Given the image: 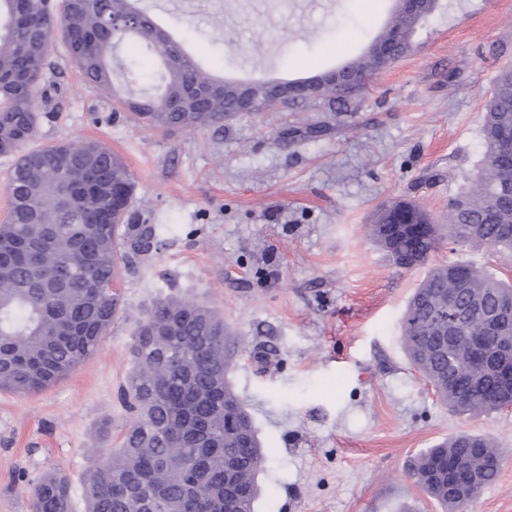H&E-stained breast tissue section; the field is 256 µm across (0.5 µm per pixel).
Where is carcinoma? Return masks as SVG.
<instances>
[{"instance_id": "cac0c4a2", "label": "carcinoma", "mask_w": 512, "mask_h": 512, "mask_svg": "<svg viewBox=\"0 0 512 512\" xmlns=\"http://www.w3.org/2000/svg\"><path fill=\"white\" fill-rule=\"evenodd\" d=\"M137 0H0V156H14L10 212L0 224V389L39 392L62 379L101 345L119 297L112 291L121 263L160 246L147 224H129L136 184L123 159L101 142L22 148L37 132V92L51 69L50 49L61 36L70 62L83 77L112 90V55L128 39L153 52L165 67L161 93L124 105L134 120L163 131L220 128L238 114L296 103L270 97L267 81L240 83L217 78L195 64L165 30L112 33L105 21L146 12ZM439 0H420L416 11L398 10L360 57L346 67L366 77L403 56L417 24ZM224 84V93L199 98L193 90ZM362 92L328 80L306 102L346 112ZM512 133V64L498 70L485 104V152L466 191L448 202L445 225L404 199L383 204L369 235L384 251L402 253L413 267L426 262L442 229L456 245H485L512 252V154L502 143ZM75 187L79 204L56 201L62 181ZM424 228L391 243L380 224L398 219ZM483 304L469 306L470 289ZM465 307V336H479L485 318L512 284L482 269L450 262L433 267L415 290L401 323L410 364L454 413L489 414L512 404L498 400L483 376L440 346V326L431 310L448 306V294ZM241 339L211 308L188 299L157 300L139 322L130 352L133 367L122 388L135 414L118 447L94 462L83 477L85 512H254L258 476L267 464L253 418L236 391L230 370ZM459 456L481 468L474 499L495 482L499 459L493 439L456 433L415 459L411 478L444 512L464 503L448 493L437 464ZM234 474L224 495V470ZM33 512H73L71 482L61 470L45 473L31 487Z\"/></svg>"}]
</instances>
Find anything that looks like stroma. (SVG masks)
Masks as SVG:
<instances>
[{"label":"stroma","instance_id":"1","mask_svg":"<svg viewBox=\"0 0 512 512\" xmlns=\"http://www.w3.org/2000/svg\"><path fill=\"white\" fill-rule=\"evenodd\" d=\"M397 5L139 2L200 67L241 82L339 68ZM119 57L107 92L54 41L45 82L57 94L31 145L91 138L119 154L161 247L120 269V309L97 351L40 392L0 390V512H31L32 482L54 468L83 512L86 469L131 420L118 391L138 321L168 296L212 308L245 342L231 377L272 459L255 512H442L408 463L458 432L488 435L500 452L496 482L462 512H512V408L449 412L401 344V319L430 268L465 262L512 282V256L444 241L405 269L367 233L382 203L411 199L437 216L468 185L493 78L512 62V0H440L406 55L368 77L354 111L241 114L220 132L132 122L120 100L160 93L164 67L130 44ZM258 349L265 361L253 359Z\"/></svg>","mask_w":512,"mask_h":512}]
</instances>
